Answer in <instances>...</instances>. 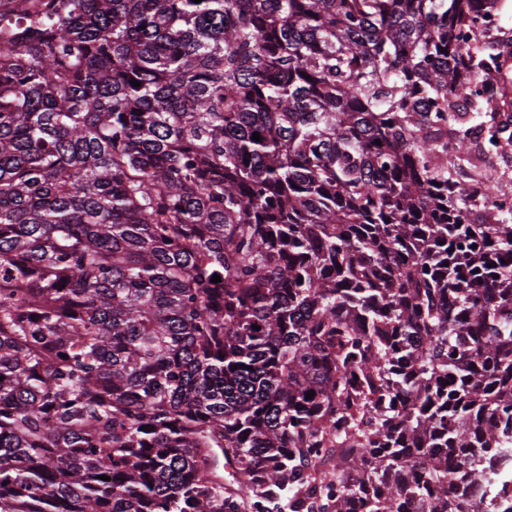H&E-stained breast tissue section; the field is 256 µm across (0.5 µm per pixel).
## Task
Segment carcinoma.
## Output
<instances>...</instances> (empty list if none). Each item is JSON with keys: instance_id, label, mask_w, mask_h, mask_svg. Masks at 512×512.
Segmentation results:
<instances>
[{"instance_id": "1", "label": "carcinoma", "mask_w": 512, "mask_h": 512, "mask_svg": "<svg viewBox=\"0 0 512 512\" xmlns=\"http://www.w3.org/2000/svg\"><path fill=\"white\" fill-rule=\"evenodd\" d=\"M26 2L0 512H263L328 448L306 512H512L505 0Z\"/></svg>"}]
</instances>
